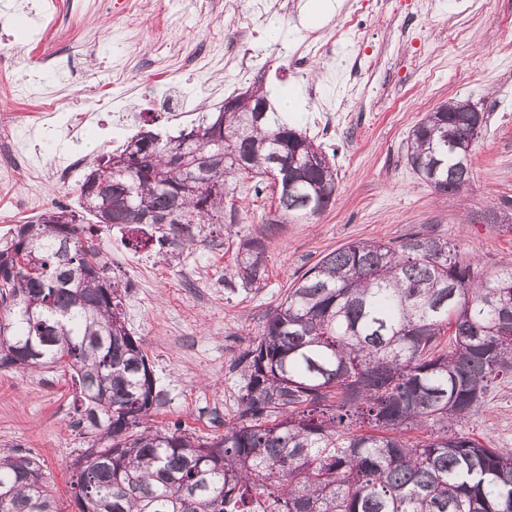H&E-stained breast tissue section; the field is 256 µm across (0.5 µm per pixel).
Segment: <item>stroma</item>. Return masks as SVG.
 I'll use <instances>...</instances> for the list:
<instances>
[{
  "instance_id": "35a3bbf8",
  "label": "stroma",
  "mask_w": 512,
  "mask_h": 512,
  "mask_svg": "<svg viewBox=\"0 0 512 512\" xmlns=\"http://www.w3.org/2000/svg\"><path fill=\"white\" fill-rule=\"evenodd\" d=\"M303 3L288 0L287 9L257 19L232 0H99L90 13L60 0L62 19L51 27L38 0H0V18L11 25L8 49L18 56L21 74L51 77L55 50L82 53L73 79L58 88V116L65 123L84 113L88 120L67 139L43 131L44 156L115 150L118 106L143 129L177 134L256 82L274 98L291 92L289 124L320 144L336 166V197L317 217L273 223L277 191L255 192L245 177L233 192L234 225H205L195 241H181L168 254L133 251L121 227H95L89 243L109 276L128 288L126 324L160 392L156 427L223 435L237 413L236 363L268 312L305 271L349 242L396 243L426 232L452 241L461 258L479 261L487 272L512 265V0H393L385 14L373 11V0H338L312 23L303 17ZM354 10L362 33L338 44L335 58L362 68L355 91L338 99L321 87L326 59L307 55L303 45L313 34L330 39ZM237 28L246 38L234 36ZM215 42L231 56L250 48L256 62L248 78L229 65L203 81L192 75L184 51ZM106 54L127 57V69H99ZM172 88L182 91L183 110L160 106ZM452 98L475 103L486 123L471 155L468 189L444 196L408 165L406 140L427 112ZM329 99L336 102L330 120L324 116ZM84 176L80 170L61 183L45 168L0 183V237L46 209L78 210ZM257 236L266 244L263 283L228 292L224 283L233 277L239 242ZM74 394L69 372L0 368V448L39 458L63 512H75L74 464L92 444L72 425ZM456 429L512 454V382L492 389L484 407Z\"/></svg>"
}]
</instances>
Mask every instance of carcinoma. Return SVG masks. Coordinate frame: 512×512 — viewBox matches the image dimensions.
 Instances as JSON below:
<instances>
[{
  "mask_svg": "<svg viewBox=\"0 0 512 512\" xmlns=\"http://www.w3.org/2000/svg\"><path fill=\"white\" fill-rule=\"evenodd\" d=\"M249 95L250 112L221 109L176 136L94 156L80 208L106 227L154 228L124 245L162 250L194 239V224L224 223L227 182L263 178L281 157L288 174L268 223L322 214L336 169L262 88ZM465 108L439 106L408 137V163L440 194L471 180L465 144L486 118ZM77 218L56 206L0 245V353L15 368L71 371L76 424L96 439L74 483L88 512H512V455L452 430L512 380V266L487 275L423 232L325 255L240 356L237 420L204 439L148 425L159 393L126 326L127 287ZM265 272L264 241L241 243V285ZM1 487L0 512H60L28 452L0 448Z\"/></svg>",
  "mask_w": 512,
  "mask_h": 512,
  "instance_id": "obj_1",
  "label": "carcinoma"
}]
</instances>
